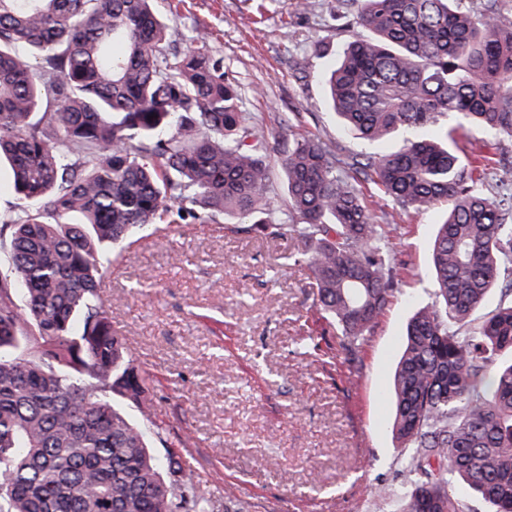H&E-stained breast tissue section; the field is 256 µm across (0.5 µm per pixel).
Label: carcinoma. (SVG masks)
<instances>
[{
	"mask_svg": "<svg viewBox=\"0 0 512 512\" xmlns=\"http://www.w3.org/2000/svg\"><path fill=\"white\" fill-rule=\"evenodd\" d=\"M361 2L327 96L351 134L401 144L363 155L293 140L279 164L300 222L279 224L268 135L240 112L205 33L174 46L155 0H0V161L18 200L0 215V512H213L154 419L153 375L107 316L112 247L221 217L294 234L351 364L393 294L394 222L439 204L432 300L392 376L401 512H466L458 481L512 512V362H499L512 352V224L486 189L492 177L512 196V167L466 166L458 128L439 127L454 113L512 138V24L457 0ZM364 182L396 205L383 224ZM496 287L503 301L474 323Z\"/></svg>",
	"mask_w": 512,
	"mask_h": 512,
	"instance_id": "carcinoma-1",
	"label": "carcinoma"
}]
</instances>
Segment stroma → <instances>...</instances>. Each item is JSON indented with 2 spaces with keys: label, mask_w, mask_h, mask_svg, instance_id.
Listing matches in <instances>:
<instances>
[{
  "label": "stroma",
  "mask_w": 512,
  "mask_h": 512,
  "mask_svg": "<svg viewBox=\"0 0 512 512\" xmlns=\"http://www.w3.org/2000/svg\"><path fill=\"white\" fill-rule=\"evenodd\" d=\"M157 0L168 37L197 29L225 77L280 149L317 134L333 148L374 147L347 134L325 102L321 74L347 41L336 0ZM306 59L305 70L291 67ZM439 210L411 211L391 240L394 297L351 367L328 371L306 336L335 331L315 313L309 268L295 242L238 220L165 224L113 250L106 311L133 361L155 380L159 421L185 446L200 490L224 512H393L404 481L391 432L389 387L406 324L430 300V250Z\"/></svg>",
  "instance_id": "obj_1"
}]
</instances>
